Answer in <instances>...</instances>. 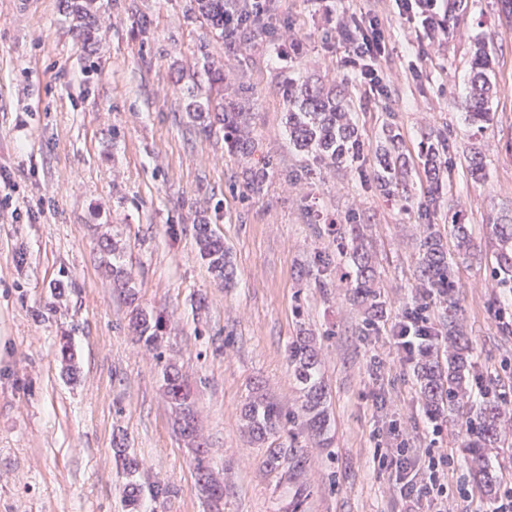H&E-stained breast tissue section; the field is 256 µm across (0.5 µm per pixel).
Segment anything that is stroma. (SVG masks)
Segmentation results:
<instances>
[{"label":"stroma","instance_id":"1","mask_svg":"<svg viewBox=\"0 0 512 512\" xmlns=\"http://www.w3.org/2000/svg\"><path fill=\"white\" fill-rule=\"evenodd\" d=\"M191 0H97L104 31L83 43L68 0H0V512H130L113 444L140 469L141 512H406L377 447L407 448L417 468L427 450L448 457L447 512H489L473 479L464 420H433L414 368L396 344L414 293L421 227L416 212L369 181L372 157L355 167L311 168L288 144L285 75L333 85L347 80L359 130L377 144L395 125L408 159L407 187L424 195L419 147L447 132L453 167L431 222L467 225L458 254L460 320L469 338L470 381L512 391V292L494 287L493 226L512 220V17L500 0H462L452 35L418 53V32L390 0H270L275 34L234 43L213 37ZM373 10L388 22L383 73L390 95L366 100L343 46L325 47L342 12ZM485 40L497 94L492 120L474 134L455 105L466 92L475 41ZM222 65L253 114L256 150L229 153L224 133H205L188 109L208 80L198 47ZM480 152L477 180L466 158ZM263 169L260 189L248 169ZM356 214L377 267L378 317L354 302L342 275L321 269L334 251L331 224ZM210 225L232 253L226 283L200 256L195 227ZM131 270L115 288L113 262ZM163 318L159 349L131 320ZM312 338L322 361L327 442L292 416L301 403L287 348ZM69 338L75 372L60 342ZM175 363L193 402L224 499L196 481L194 449L175 424L163 372ZM289 416L278 445L298 466L269 470L266 451L243 430L254 384Z\"/></svg>","mask_w":512,"mask_h":512}]
</instances>
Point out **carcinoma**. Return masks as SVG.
<instances>
[{
  "label": "carcinoma",
  "mask_w": 512,
  "mask_h": 512,
  "mask_svg": "<svg viewBox=\"0 0 512 512\" xmlns=\"http://www.w3.org/2000/svg\"><path fill=\"white\" fill-rule=\"evenodd\" d=\"M94 0H71L72 11L83 20L78 36L89 40L99 30L97 17L92 13ZM198 15L207 23L217 37H224V9L238 10L240 0H194ZM492 65L489 53L481 44L475 47L469 61L467 92L458 100L465 112V120L472 129L482 132L491 120L492 99L496 85L491 79ZM282 97L287 107L289 141L300 151L307 153L314 164L320 167H340L358 161L364 156L365 142L353 122L350 100L345 86L325 87L299 77L284 76L281 85ZM194 118L204 122L210 129L221 124L224 142L230 151L248 155L253 150V137L248 129L244 113L235 111L232 102H194L190 105ZM401 137L397 127L388 125L384 141L375 148L374 170L371 182L375 190L384 196H395L406 188V158L401 150ZM423 166L430 180L426 200L418 206L420 216L427 217L440 203L441 174L451 164L448 134L436 131L434 142L426 147ZM350 227V259L356 267L354 279L349 281L353 296L374 313L382 311L383 302L373 289L374 267L372 259L357 244L362 236L361 225L356 216L348 215ZM495 233L500 248L491 266L490 276L497 288L512 289V225L497 224ZM196 236L201 256L208 261L209 268L218 276L230 280L234 268L224 242L216 237L209 225H196ZM417 266L418 296L416 303L427 298L445 304L448 323L445 324V340L448 355L440 360L430 347H424L414 355V372L417 373L420 394L429 413L434 418L452 413L466 416L467 447L473 452L474 475L485 494L497 493V476L491 472L483 459V449L491 448L501 438L502 427L512 424V413L495 401H482L473 405L469 396L471 362L465 333L458 323L459 302L456 294V264L449 261L443 237L426 225L419 241ZM140 339L147 344L158 340L156 330L162 326V317L150 319L139 313L136 317ZM288 360L297 381L302 385L303 400L300 410L303 425L312 436L321 438L327 433V397L319 377L320 360L317 353L300 337L288 347ZM166 395L169 403L181 414V432L187 437H196L193 410L189 394L183 387L179 372L165 370ZM249 435L257 443H265L280 436L285 428L282 410L260 392H254L243 409ZM195 470L198 483L214 499L224 496V487L210 473L207 451L197 446Z\"/></svg>",
  "instance_id": "1"
}]
</instances>
